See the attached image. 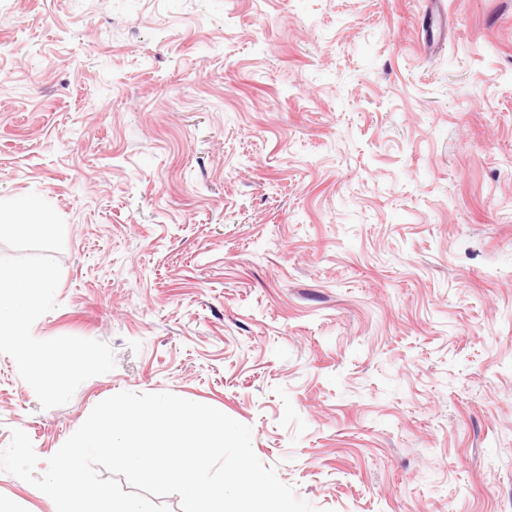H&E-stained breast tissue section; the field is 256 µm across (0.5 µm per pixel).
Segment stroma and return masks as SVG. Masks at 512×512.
<instances>
[{
  "label": "stroma",
  "mask_w": 512,
  "mask_h": 512,
  "mask_svg": "<svg viewBox=\"0 0 512 512\" xmlns=\"http://www.w3.org/2000/svg\"><path fill=\"white\" fill-rule=\"evenodd\" d=\"M429 2L0 0V199L65 222L32 334L116 361L44 410L0 354V449L169 392L320 512H512V0Z\"/></svg>",
  "instance_id": "stroma-1"
}]
</instances>
